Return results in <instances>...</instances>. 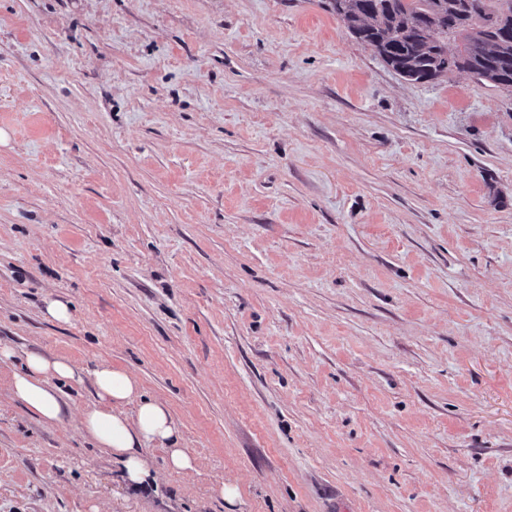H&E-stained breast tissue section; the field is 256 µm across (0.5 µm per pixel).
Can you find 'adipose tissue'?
Masks as SVG:
<instances>
[{"instance_id": "ef3b65f1", "label": "adipose tissue", "mask_w": 512, "mask_h": 512, "mask_svg": "<svg viewBox=\"0 0 512 512\" xmlns=\"http://www.w3.org/2000/svg\"><path fill=\"white\" fill-rule=\"evenodd\" d=\"M82 376L67 358L32 352L23 368L13 373L9 393L31 409L43 425L55 426L71 411L59 380L78 381ZM90 376L96 400L82 408L81 430L96 447L119 460L129 483L141 485L151 479L147 452L156 445L166 449L172 471L194 470L195 459L183 448L180 429L165 404L141 397L137 379L124 369L102 366ZM133 400L138 408L131 416L124 406Z\"/></svg>"}]
</instances>
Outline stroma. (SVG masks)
<instances>
[{
	"instance_id": "1",
	"label": "stroma",
	"mask_w": 512,
	"mask_h": 512,
	"mask_svg": "<svg viewBox=\"0 0 512 512\" xmlns=\"http://www.w3.org/2000/svg\"><path fill=\"white\" fill-rule=\"evenodd\" d=\"M325 2L0 0V512H512V92ZM29 352L129 370L196 471L127 484L88 378L44 426Z\"/></svg>"
}]
</instances>
